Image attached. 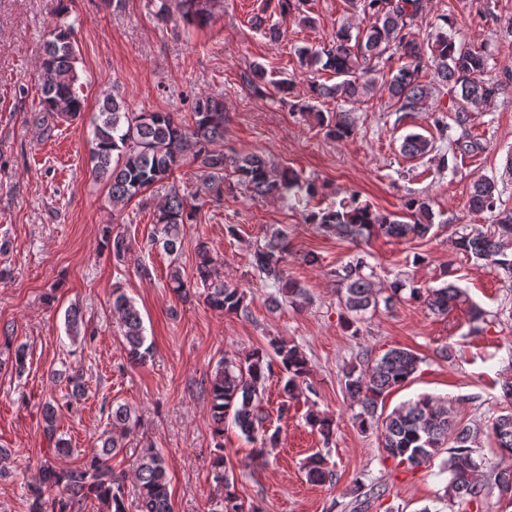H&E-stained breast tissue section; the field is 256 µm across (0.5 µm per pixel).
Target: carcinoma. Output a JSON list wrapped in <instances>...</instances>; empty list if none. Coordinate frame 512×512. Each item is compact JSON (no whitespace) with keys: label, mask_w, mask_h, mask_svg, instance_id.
<instances>
[{"label":"carcinoma","mask_w":512,"mask_h":512,"mask_svg":"<svg viewBox=\"0 0 512 512\" xmlns=\"http://www.w3.org/2000/svg\"><path fill=\"white\" fill-rule=\"evenodd\" d=\"M309 0H277L280 14H300L304 25L312 26L316 18L304 13ZM352 8L361 11L367 24L352 29L342 25L334 31L326 45L305 46L298 50L301 66L310 71H324L335 82H313L308 97L298 104V112L311 118L332 138L345 139L354 131L350 112H324L316 102L322 99L354 103L377 91L388 94L390 106L398 113L397 121L420 112L432 97L433 87L420 81L421 73L430 67L437 83L452 93L453 122L459 134L448 133L450 126L443 117H433L439 140L448 142V151L441 153L436 139L410 132L403 137L402 154L415 158L438 153V163L447 168L457 165L461 157L476 155L486 149L479 137L469 129L470 117L487 107L500 93L499 81L481 79L487 57L482 49L458 41L446 31L420 38L417 21L425 9L424 0H348ZM217 0H160L157 17L169 21L177 13L187 22L204 24L212 16ZM251 25L271 40L281 37V31L267 24L264 13L251 17ZM79 48L72 28L58 25L49 32L45 43L40 84L39 111L42 121L74 120L84 108L77 83ZM256 92L271 83L268 72L259 63L250 67L246 77ZM224 101L200 95L193 99L189 116L176 112H131L123 99L115 94L104 96L91 131V162L94 177L106 182L112 207H124L150 188L168 185L165 201L155 212L154 233L148 241L172 256L167 287L183 301L195 296L191 281L178 263L184 243V227L193 222L199 205L209 197L224 196L226 177L232 185L242 187L258 198L290 201L302 192L312 198L318 194L315 183H302L292 168L274 163L257 153H228L219 148L224 142ZM192 160L201 173V186L191 196L181 192L171 181L175 170L184 161ZM497 182L487 176L473 181L468 199L473 212H489L495 222L485 228L457 232L449 239L456 251L490 264L512 277V210L498 206ZM410 221L375 210L370 203L353 194L338 204L303 214L306 224L335 232L353 243L373 236L402 240L425 238L433 230L435 213L429 200L410 197L404 202ZM105 247L114 261L123 264L133 252L132 243L122 233L107 234ZM288 235L281 229L270 233L268 242L255 249L252 267L276 288L282 297L296 306L307 299L305 288L288 278ZM195 279L202 285L204 300L221 314H245V291L224 279L221 265L211 255L206 242L200 240L195 249ZM370 254L361 251L341 268L334 277L341 291L340 301L347 317L345 324L355 328L362 316L379 302L387 308L408 298L424 304L430 312L445 316L463 297L454 283L439 288H406L398 280L389 293L380 297L373 282V267L367 261ZM370 273H365V270ZM112 309L118 315L127 357L142 363L150 354L146 343L143 320L134 301L118 290L112 292ZM67 336L87 341L83 312L77 305L65 313ZM7 357L0 367L7 366L21 373L27 366V350L20 344L11 346L5 338ZM422 358L412 349L395 347L375 360L350 364L344 371L341 386L345 394L359 407L355 423L363 432L381 429V448L388 458L411 467L425 465L447 449L443 471L448 473L446 496L462 503L473 504L484 491L477 482L484 462L478 456L475 443L478 434L492 435L499 455L512 458V412L490 418L485 429L461 424L447 407L429 395H420L383 415L378 412L385 396L404 387L420 369ZM282 373L280 416L288 415V400L296 397L300 383L309 374L308 360L299 346L272 340L269 347L258 348L244 357L224 356L218 360L208 380L209 422L214 440L210 472L215 488L224 490L223 512H260L256 507L244 510L234 490V474L224 461V424L232 420L245 439L258 443L254 457L261 458L266 449L279 445L280 431L264 428L263 386L273 367ZM60 405L54 398L42 404L43 433L53 443L39 461L40 481L32 487L29 512H82L86 501L97 500L104 512H128L124 476L112 470L110 461L125 448L127 439L139 425V416L126 404L111 407L107 424L94 443L89 456L75 467H60L56 458L69 453L64 439L57 436ZM308 424L328 440L335 431V420L311 411ZM307 479L316 484L332 481L334 471L320 451L304 462ZM135 479L139 489L137 512H173L167 462L156 448H144L138 458ZM494 484L503 493L512 492V466L494 469Z\"/></svg>","instance_id":"obj_1"}]
</instances>
